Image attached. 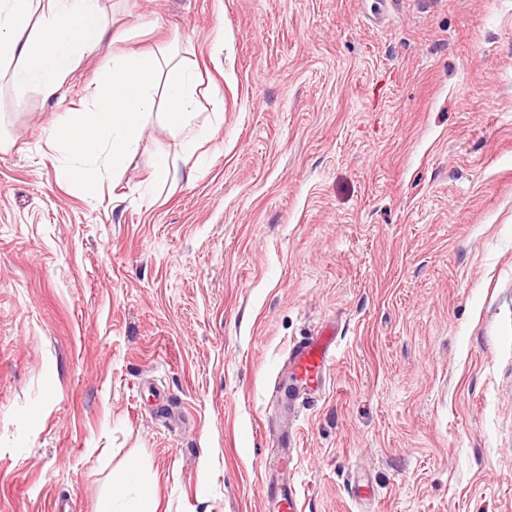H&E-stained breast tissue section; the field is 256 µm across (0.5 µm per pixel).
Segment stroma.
<instances>
[{
    "mask_svg": "<svg viewBox=\"0 0 512 512\" xmlns=\"http://www.w3.org/2000/svg\"><path fill=\"white\" fill-rule=\"evenodd\" d=\"M56 96L0 84V512H262L290 346L302 512H512V0H100ZM199 74L96 194L51 124L112 56ZM171 178L157 182L161 162ZM336 357L335 332H323L294 343L288 351L291 385L288 402L293 406L314 402L326 390ZM137 474L138 466L134 463L110 473L112 500L109 502L110 510L106 512H152L151 489L149 486L137 487ZM130 490L136 491L132 497L129 496Z\"/></svg>",
    "mask_w": 512,
    "mask_h": 512,
    "instance_id": "1",
    "label": "stroma"
}]
</instances>
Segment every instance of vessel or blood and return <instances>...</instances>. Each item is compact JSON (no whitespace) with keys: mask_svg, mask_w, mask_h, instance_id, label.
<instances>
[{"mask_svg":"<svg viewBox=\"0 0 512 512\" xmlns=\"http://www.w3.org/2000/svg\"><path fill=\"white\" fill-rule=\"evenodd\" d=\"M336 357V336L324 332L294 343L288 351L291 385L288 401L293 405L314 402L325 391L330 369ZM296 430L282 431L278 446L267 461V468L258 483V494L265 512H299V489L296 482L285 480L284 470L292 463Z\"/></svg>","mask_w":512,"mask_h":512,"instance_id":"1","label":"vessel or blood"}]
</instances>
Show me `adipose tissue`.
<instances>
[{
	"label": "adipose tissue",
	"instance_id": "ef3b65f1",
	"mask_svg": "<svg viewBox=\"0 0 512 512\" xmlns=\"http://www.w3.org/2000/svg\"><path fill=\"white\" fill-rule=\"evenodd\" d=\"M105 42L99 0H0V63L15 61L16 90L55 96L76 62ZM137 474L133 463L110 473L109 512H152L151 489L138 485Z\"/></svg>",
	"mask_w": 512,
	"mask_h": 512
}]
</instances>
